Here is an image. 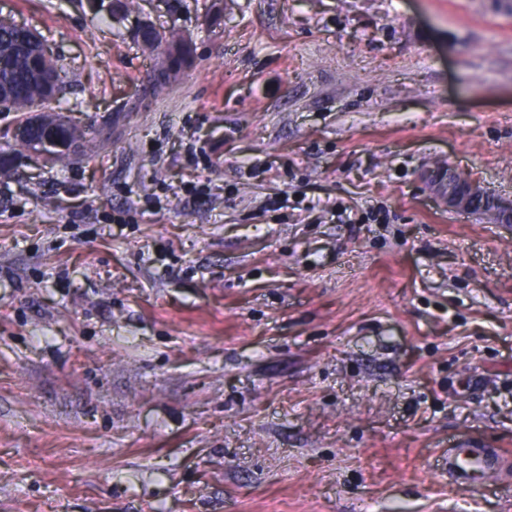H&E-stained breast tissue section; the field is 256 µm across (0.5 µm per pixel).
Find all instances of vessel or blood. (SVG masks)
<instances>
[{
	"label": "vessel or blood",
	"mask_w": 512,
	"mask_h": 512,
	"mask_svg": "<svg viewBox=\"0 0 512 512\" xmlns=\"http://www.w3.org/2000/svg\"><path fill=\"white\" fill-rule=\"evenodd\" d=\"M446 466L449 483L466 492L477 491L491 478L505 481L512 477V468L499 451L467 436L454 439Z\"/></svg>",
	"instance_id": "vessel-or-blood-1"
}]
</instances>
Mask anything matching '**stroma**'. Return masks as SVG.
I'll return each mask as SVG.
<instances>
[{"label":"stroma","mask_w":512,"mask_h":512,"mask_svg":"<svg viewBox=\"0 0 512 512\" xmlns=\"http://www.w3.org/2000/svg\"><path fill=\"white\" fill-rule=\"evenodd\" d=\"M137 2L0 0L100 130L61 169L0 109V512H512L444 468L512 458V231L424 178L512 202V9ZM138 17L193 42L158 91ZM426 182L433 197L449 210L473 214L480 201H486V192L480 183L462 176L442 162L428 167ZM448 482L466 492H476L489 478L507 481L508 465L498 450L467 436H458L448 448Z\"/></svg>","instance_id":"35a3bbf8"}]
</instances>
